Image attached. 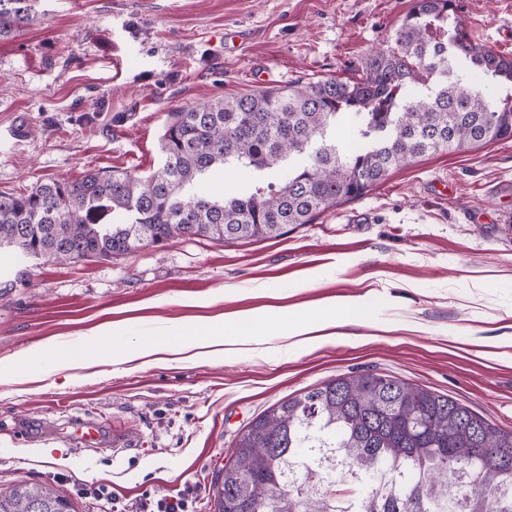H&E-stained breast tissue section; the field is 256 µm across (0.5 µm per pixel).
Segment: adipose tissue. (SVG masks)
Listing matches in <instances>:
<instances>
[{"label": "adipose tissue", "instance_id": "adipose-tissue-1", "mask_svg": "<svg viewBox=\"0 0 512 512\" xmlns=\"http://www.w3.org/2000/svg\"><path fill=\"white\" fill-rule=\"evenodd\" d=\"M373 315L374 304L368 296H350L331 302L312 313H293L283 322L281 334L294 341L297 346L312 348L324 340L325 329L338 324H365L372 320ZM267 322L266 316L250 313H239L221 320L200 318L194 330L196 350L193 357L197 360L203 359L209 356L211 347L218 345L253 343L255 336L260 335ZM184 334L183 324L172 322L164 327L162 336L145 339L134 351H116L94 359L88 358L84 353L77 354L55 345H46L35 351L24 350L17 353L0 374L7 378L30 374L35 356L41 355L50 359L54 374L60 375L63 383L68 384L73 379V369L87 366L91 362L100 367H112L128 365L162 351L183 353Z\"/></svg>", "mask_w": 512, "mask_h": 512}]
</instances>
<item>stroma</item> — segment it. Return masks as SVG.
<instances>
[{
    "label": "stroma",
    "mask_w": 512,
    "mask_h": 512,
    "mask_svg": "<svg viewBox=\"0 0 512 512\" xmlns=\"http://www.w3.org/2000/svg\"><path fill=\"white\" fill-rule=\"evenodd\" d=\"M412 0H34L36 25L0 36V191L85 172L144 177L179 106L354 76ZM474 40L512 56V0H459ZM371 293L372 324L288 357L257 349L190 364L155 354L135 370H78L71 386L0 382V490L26 480L99 512L212 485L239 432L268 407L339 375H393L512 430V139L439 151L362 197L258 242L176 238L109 260H18L0 247V360L47 343L86 346L120 327L135 348L171 321L314 308ZM137 321H128L129 309ZM116 426L118 452L57 437L67 414Z\"/></svg>",
    "instance_id": "35a3bbf8"
}]
</instances>
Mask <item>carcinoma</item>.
<instances>
[{
  "mask_svg": "<svg viewBox=\"0 0 512 512\" xmlns=\"http://www.w3.org/2000/svg\"><path fill=\"white\" fill-rule=\"evenodd\" d=\"M37 22L33 0H0V35ZM495 88L470 86L473 75ZM341 123L357 144L329 138ZM512 138V57L473 40L456 0H413L358 78L290 83L169 113L164 163L146 177L89 171L0 192V245L19 257L107 259L176 237H281L358 198L391 169L440 150ZM304 155L279 186L215 197L217 166L259 172ZM337 448L336 465L323 464ZM360 484L358 512H512V431L457 400L382 373L338 376L288 396L240 434L215 512H348L319 486ZM0 512H73L45 484L0 491Z\"/></svg>",
  "mask_w": 512,
  "mask_h": 512,
  "instance_id": "1",
  "label": "carcinoma"
}]
</instances>
